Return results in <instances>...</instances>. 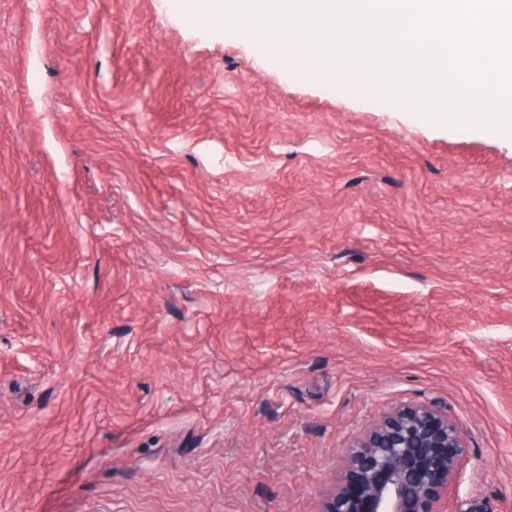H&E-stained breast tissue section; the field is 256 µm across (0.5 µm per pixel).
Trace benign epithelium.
<instances>
[{"label": "benign epithelium", "mask_w": 512, "mask_h": 512, "mask_svg": "<svg viewBox=\"0 0 512 512\" xmlns=\"http://www.w3.org/2000/svg\"><path fill=\"white\" fill-rule=\"evenodd\" d=\"M351 484L327 512H448L464 477L468 439L436 401L395 407L346 449Z\"/></svg>", "instance_id": "obj_1"}]
</instances>
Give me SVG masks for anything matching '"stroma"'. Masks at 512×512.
I'll list each match as a JSON object with an SVG mask.
<instances>
[{"label": "stroma", "instance_id": "1", "mask_svg": "<svg viewBox=\"0 0 512 512\" xmlns=\"http://www.w3.org/2000/svg\"><path fill=\"white\" fill-rule=\"evenodd\" d=\"M167 0H0V512H326L432 399L512 512V138Z\"/></svg>", "mask_w": 512, "mask_h": 512}]
</instances>
